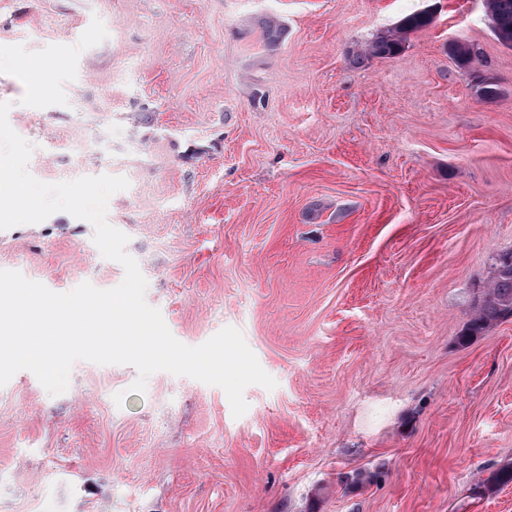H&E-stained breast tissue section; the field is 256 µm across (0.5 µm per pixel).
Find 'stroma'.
I'll return each instance as SVG.
<instances>
[{
  "mask_svg": "<svg viewBox=\"0 0 512 512\" xmlns=\"http://www.w3.org/2000/svg\"><path fill=\"white\" fill-rule=\"evenodd\" d=\"M422 10L399 55L352 64ZM0 102L37 180L127 179L106 218L171 334L234 327L276 381L237 418L167 371L141 395L130 365L77 361L58 395L18 371L0 512H512V318L458 342L512 252V47L484 0H0ZM93 234L0 230V270L114 288Z\"/></svg>",
  "mask_w": 512,
  "mask_h": 512,
  "instance_id": "35a3bbf8",
  "label": "stroma"
}]
</instances>
